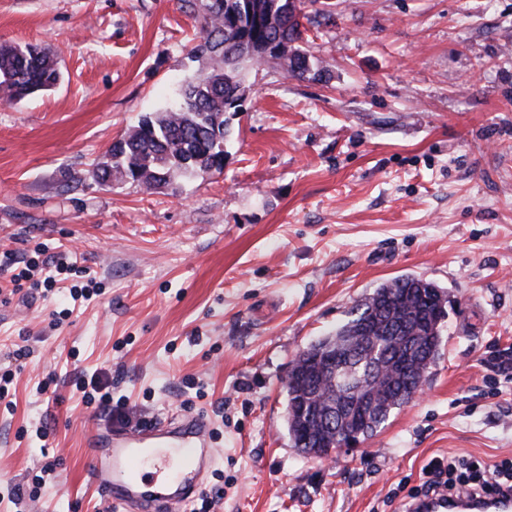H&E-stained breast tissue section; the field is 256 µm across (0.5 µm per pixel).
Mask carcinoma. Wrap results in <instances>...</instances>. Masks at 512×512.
Segmentation results:
<instances>
[{
    "mask_svg": "<svg viewBox=\"0 0 512 512\" xmlns=\"http://www.w3.org/2000/svg\"><path fill=\"white\" fill-rule=\"evenodd\" d=\"M316 0H200L202 36L192 48L195 58L205 65L180 88L179 103L170 110L146 116L113 142L106 160L97 164L94 177L107 186L111 182L132 180L160 189L170 185L176 174L200 175L224 169V143L229 135L224 114L243 85V70L253 65H279L291 76L309 69V58L301 48L302 20L309 19L305 9ZM277 43L287 54L269 60L261 47ZM60 79L59 62L49 52L35 46H0V103L10 104L38 91L48 90ZM446 296L434 283L415 276L387 281L356 302L350 318L335 334L317 340L321 347L353 346L361 322L372 320L370 339L356 345V360L350 363L360 372L375 364H385L392 352L406 347L414 335L417 316L429 307L437 312V321L424 333V343L433 346L432 356L415 355L412 365L418 372L422 391L428 370L438 359L442 324L446 316ZM404 378L393 369L376 386L379 412L358 428L359 438L372 437L390 413L406 403L397 395ZM285 423L292 447H315L317 440L333 444V435L311 433V442L301 444L300 422L295 409L306 406L323 410L339 403L341 396L332 381H325L320 393L312 395L304 386L286 384Z\"/></svg>",
    "mask_w": 512,
    "mask_h": 512,
    "instance_id": "1",
    "label": "carcinoma"
}]
</instances>
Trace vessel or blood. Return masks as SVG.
I'll use <instances>...</instances> for the list:
<instances>
[{
  "mask_svg": "<svg viewBox=\"0 0 512 512\" xmlns=\"http://www.w3.org/2000/svg\"><path fill=\"white\" fill-rule=\"evenodd\" d=\"M84 448L89 480L111 512H184L214 456L199 414L136 428L101 423L87 431ZM408 512H512V496L429 498Z\"/></svg>",
  "mask_w": 512,
  "mask_h": 512,
  "instance_id": "vessel-or-blood-1",
  "label": "vessel or blood"
}]
</instances>
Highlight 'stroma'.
I'll use <instances>...</instances> for the list:
<instances>
[{
  "mask_svg": "<svg viewBox=\"0 0 512 512\" xmlns=\"http://www.w3.org/2000/svg\"><path fill=\"white\" fill-rule=\"evenodd\" d=\"M330 2L309 72L244 71L223 173L150 189L93 170L201 68L198 0H0V44L62 73L0 103V260L74 265L0 303V512L17 485L25 512H111L82 456L99 415L76 381L95 373L130 424L208 418L213 512H402L432 458L512 459V0ZM404 275L447 295L423 392L358 448L301 455L293 360Z\"/></svg>",
  "mask_w": 512,
  "mask_h": 512,
  "instance_id": "obj_1",
  "label": "stroma"
}]
</instances>
